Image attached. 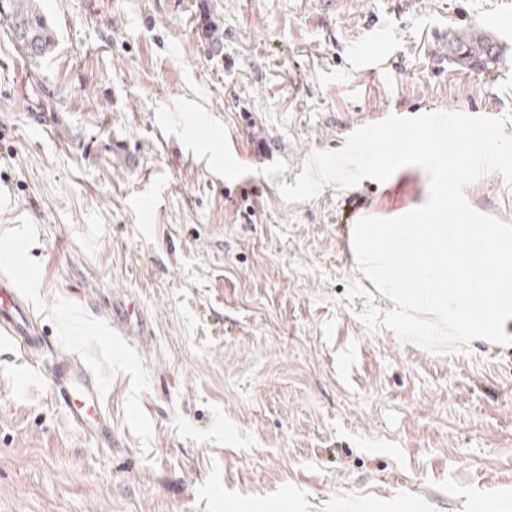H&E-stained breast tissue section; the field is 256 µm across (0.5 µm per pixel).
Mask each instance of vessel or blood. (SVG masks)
I'll return each mask as SVG.
<instances>
[{"label": "vessel or blood", "instance_id": "vessel-or-blood-1", "mask_svg": "<svg viewBox=\"0 0 512 512\" xmlns=\"http://www.w3.org/2000/svg\"><path fill=\"white\" fill-rule=\"evenodd\" d=\"M113 337H125L133 323L129 303L110 308ZM0 338L27 355L42 359L51 393L72 426L83 435L111 444L112 416L104 407V386L79 357L57 349L40 328L19 283L0 271Z\"/></svg>", "mask_w": 512, "mask_h": 512}]
</instances>
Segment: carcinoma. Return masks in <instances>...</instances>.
I'll list each match as a JSON object with an SVG mask.
<instances>
[{
    "mask_svg": "<svg viewBox=\"0 0 512 512\" xmlns=\"http://www.w3.org/2000/svg\"><path fill=\"white\" fill-rule=\"evenodd\" d=\"M0 18L9 22L14 37L32 59H38L54 46V36L35 0H0ZM448 53L464 71L492 73L506 66L496 38L481 28H468L448 34Z\"/></svg>",
    "mask_w": 512,
    "mask_h": 512,
    "instance_id": "carcinoma-1",
    "label": "carcinoma"
}]
</instances>
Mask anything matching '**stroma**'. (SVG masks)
Masks as SVG:
<instances>
[{
	"mask_svg": "<svg viewBox=\"0 0 512 512\" xmlns=\"http://www.w3.org/2000/svg\"><path fill=\"white\" fill-rule=\"evenodd\" d=\"M27 57L0 22V242L58 347L101 377L117 444L77 431L39 363L0 341V512H512V345L429 352L370 333L350 204L425 203L385 182L286 202L309 155L394 110L512 112V66L458 69L448 33L512 58L498 0H40ZM224 30L213 54L207 20ZM395 50L372 76L359 56ZM204 144L192 159L187 142ZM471 206L512 223L491 170ZM128 299L147 339L105 342Z\"/></svg>",
	"mask_w": 512,
	"mask_h": 512,
	"instance_id": "stroma-1",
	"label": "stroma"
}]
</instances>
